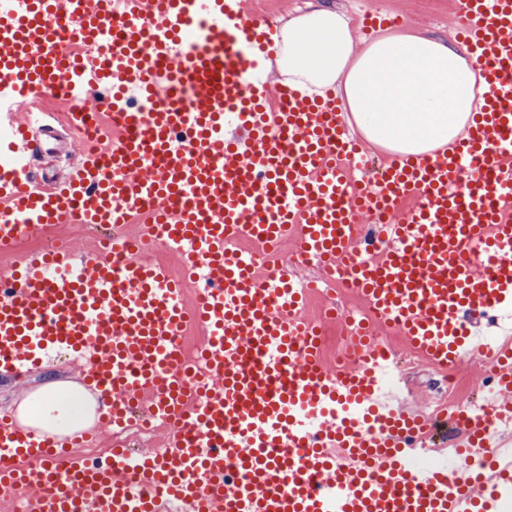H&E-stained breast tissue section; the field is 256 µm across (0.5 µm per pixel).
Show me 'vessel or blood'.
I'll return each mask as SVG.
<instances>
[{"label":"vessel or blood","instance_id":"vessel-or-blood-1","mask_svg":"<svg viewBox=\"0 0 512 512\" xmlns=\"http://www.w3.org/2000/svg\"><path fill=\"white\" fill-rule=\"evenodd\" d=\"M456 7L483 70L474 125L434 162L395 155L354 181L335 102L251 80L266 34L242 0H0V124L15 135L0 147V253L58 224L107 228L137 211L153 226L87 257L53 245L0 277L1 372L63 351L86 386L129 404L60 448L1 414L0 484L24 490L21 512H503L512 463L468 481L443 454L413 464L433 429L382 394L394 352L378 331L395 329L436 368L477 351L492 364L499 401L470 405V447L512 414V349L478 343L466 321L512 305V0ZM74 37L100 47L95 64L70 52ZM99 86L113 91L105 149ZM60 89L85 147L47 183L31 157L57 152L56 133L33 135L34 113L17 109ZM408 197L417 206L399 211ZM239 237L293 243L353 284L369 314L347 323L353 362H323L321 324L302 314L316 281L259 279ZM156 245L197 282L192 305L145 260ZM189 323L203 331L192 365L173 343ZM132 412L169 424L165 452L77 456Z\"/></svg>","mask_w":512,"mask_h":512}]
</instances>
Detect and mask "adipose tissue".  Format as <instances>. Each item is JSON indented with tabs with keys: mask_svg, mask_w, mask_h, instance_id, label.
Returning <instances> with one entry per match:
<instances>
[{
	"mask_svg": "<svg viewBox=\"0 0 512 512\" xmlns=\"http://www.w3.org/2000/svg\"><path fill=\"white\" fill-rule=\"evenodd\" d=\"M271 56L252 70H277L288 87L340 98L348 125L369 142L420 161L463 137L477 113L482 69L466 49L420 35H383L355 47L346 14L316 6L280 20ZM99 402L79 387L51 381L18 408L21 427L56 440L94 424Z\"/></svg>",
	"mask_w": 512,
	"mask_h": 512,
	"instance_id": "1",
	"label": "adipose tissue"
}]
</instances>
